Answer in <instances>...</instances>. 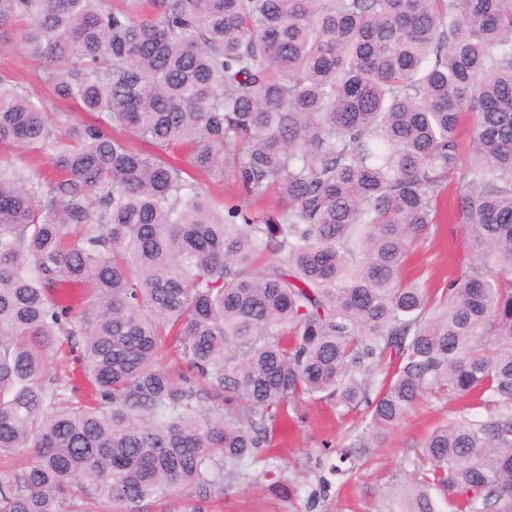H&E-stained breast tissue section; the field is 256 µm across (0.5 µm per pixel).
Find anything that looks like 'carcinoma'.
I'll use <instances>...</instances> for the list:
<instances>
[{
    "mask_svg": "<svg viewBox=\"0 0 512 512\" xmlns=\"http://www.w3.org/2000/svg\"><path fill=\"white\" fill-rule=\"evenodd\" d=\"M18 15L94 120L0 75V512H209L288 403L362 411L358 448L426 393L488 416L434 429L388 512H512V0H0ZM226 169L239 201L206 186ZM451 181L472 257L434 305L401 270Z\"/></svg>",
    "mask_w": 512,
    "mask_h": 512,
    "instance_id": "carcinoma-1",
    "label": "carcinoma"
}]
</instances>
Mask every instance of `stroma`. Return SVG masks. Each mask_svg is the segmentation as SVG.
Segmentation results:
<instances>
[{
    "label": "stroma",
    "mask_w": 512,
    "mask_h": 512,
    "mask_svg": "<svg viewBox=\"0 0 512 512\" xmlns=\"http://www.w3.org/2000/svg\"><path fill=\"white\" fill-rule=\"evenodd\" d=\"M20 28L16 20L0 27V74L37 93L47 111L81 118V111L44 81L42 64L18 38ZM438 212L432 234L413 252L403 276L443 290L471 249L455 199H441ZM288 413L292 429L275 435L271 457L251 463L247 478L225 491L215 512H386L391 494L411 482L412 460L426 437L441 424L471 420L483 411L463 399H421L398 425L370 439L362 451L364 465L343 476L329 468L338 463L358 415L338 416L323 401L289 405Z\"/></svg>",
    "instance_id": "35a3bbf8"
}]
</instances>
